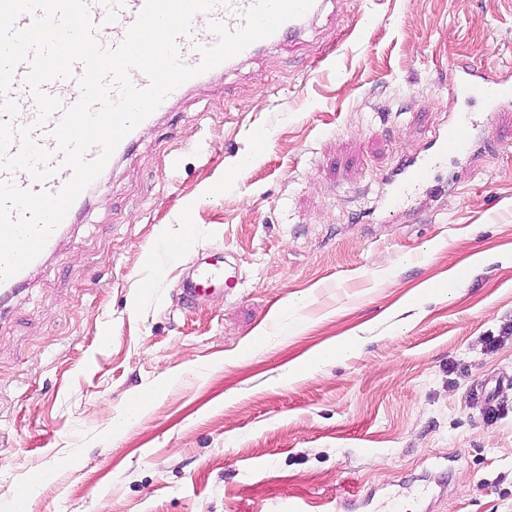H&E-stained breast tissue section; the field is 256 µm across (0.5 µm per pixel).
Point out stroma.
I'll use <instances>...</instances> for the list:
<instances>
[{"mask_svg": "<svg viewBox=\"0 0 512 512\" xmlns=\"http://www.w3.org/2000/svg\"><path fill=\"white\" fill-rule=\"evenodd\" d=\"M462 59L512 77V0H323L170 103L0 303V512L18 483L27 512H512V111L384 209L399 159L482 111ZM185 224L238 292L182 304Z\"/></svg>", "mask_w": 512, "mask_h": 512, "instance_id": "stroma-1", "label": "stroma"}]
</instances>
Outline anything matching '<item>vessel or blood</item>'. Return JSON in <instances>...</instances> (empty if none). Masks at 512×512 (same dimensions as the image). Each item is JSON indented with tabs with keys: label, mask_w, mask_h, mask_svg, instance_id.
<instances>
[{
	"label": "vessel or blood",
	"mask_w": 512,
	"mask_h": 512,
	"mask_svg": "<svg viewBox=\"0 0 512 512\" xmlns=\"http://www.w3.org/2000/svg\"><path fill=\"white\" fill-rule=\"evenodd\" d=\"M255 3L256 0H225L224 4L216 6L211 12L195 15L190 34L177 40L182 61L190 66L198 65L201 61L199 47H209L217 43V35L209 28L211 21L218 20L228 29L238 30L244 24V12ZM87 4L97 29L106 28L110 31L109 37L102 42L103 47L113 48L124 41L145 0H87ZM26 74V68H17L9 91L10 98L19 105L17 116L11 118L0 111V121L11 119L15 124L32 126L34 139L51 151L49 163L56 166L57 172L47 182L39 183L27 172L20 171L14 174L13 181L23 189L56 192L70 179L71 171L62 166V155L58 152L57 142L51 134L57 123L56 118H49L47 123L40 126L35 123L36 105L24 82ZM452 89L464 100H482L486 111L505 112L512 109V80L494 75L470 62L462 60L454 65ZM42 90L67 105L74 104L80 95L75 78L46 82ZM474 126L471 113H458L432 138V156L401 159L386 178L388 206H403L414 192L429 183L435 158L453 154L467 160L473 159L479 150L473 139ZM218 285L228 292L239 288L237 267L224 257H196L191 261L187 277L180 284V292L186 301L191 302L207 295Z\"/></svg>",
	"instance_id": "obj_1"
}]
</instances>
